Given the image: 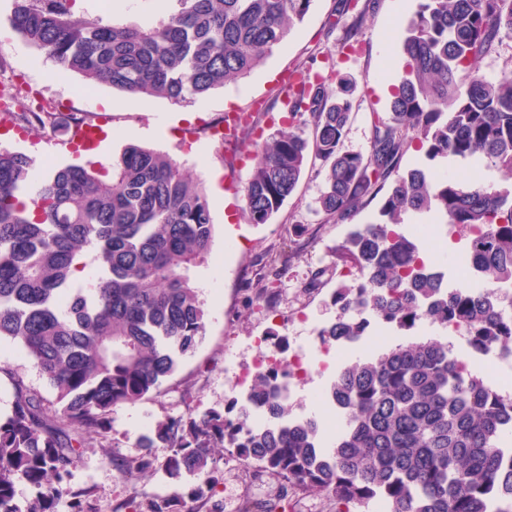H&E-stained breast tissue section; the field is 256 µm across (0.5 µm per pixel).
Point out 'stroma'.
<instances>
[{"mask_svg": "<svg viewBox=\"0 0 512 512\" xmlns=\"http://www.w3.org/2000/svg\"><path fill=\"white\" fill-rule=\"evenodd\" d=\"M419 4L420 0H375L373 9L364 16L354 45L345 48L341 41L353 22L352 16H344L336 28H328L327 17L338 7L339 0H314L303 22L294 27L263 65L245 79L213 90L195 104L133 98L107 85H88L79 75L59 69L35 47L14 41L6 66L14 84L30 81L41 97L64 104L69 111L91 114L99 137L109 141L110 156L119 155L126 145L134 143L186 162L204 181L209 178L210 168L222 172L224 200L211 204L217 228L212 257L208 265L196 271L208 314L206 331L195 351L182 358L175 374L159 392L114 413L109 434L111 451L96 444L82 448L69 484L90 491L94 512H113L133 491L144 501L173 490V482L161 469L142 479L137 487H129L111 459L136 454L140 434L160 420L184 414L187 406L221 409L236 396L232 381L224 374V352L233 349L238 362L250 364L255 356L252 337L266 335L272 328L262 304L256 301L269 279L267 260L277 256L287 262L275 306L288 318V335H309L316 325L335 318L330 294L337 275L354 270L351 262L337 257V247L350 231L370 222L374 215L369 208L344 222H325L316 205L322 179L310 168L270 223H248L240 217L231 189L246 181L252 164L243 159H220L219 144L205 132L206 123L231 107L253 112L262 105L274 106L286 69L312 59L316 70L328 65L335 78L353 80V111L344 147L368 152L373 117H385L390 112L392 87L405 62L401 47L407 23ZM193 127L199 128L201 134L195 155L187 157L182 138L185 130ZM0 147L31 155L41 169L80 164L89 157L86 149L76 150L67 143L50 145L32 131L18 135L9 122H0ZM299 224L307 227L300 236L295 233ZM318 271L323 274L320 288L307 290V283ZM371 353V348L355 345L342 356L328 359L326 366L312 365L293 391L295 416L324 418L327 410L313 405L312 393L334 378L339 367Z\"/></svg>", "mask_w": 512, "mask_h": 512, "instance_id": "35a3bbf8", "label": "stroma"}]
</instances>
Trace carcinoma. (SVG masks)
Returning <instances> with one entry per match:
<instances>
[{"label": "carcinoma", "mask_w": 512, "mask_h": 512, "mask_svg": "<svg viewBox=\"0 0 512 512\" xmlns=\"http://www.w3.org/2000/svg\"><path fill=\"white\" fill-rule=\"evenodd\" d=\"M113 0L89 18L75 0H13L12 30L87 83L133 97L195 103L263 64L302 22L313 0H177L151 27L118 18ZM512 38V0H421L406 28L403 75L391 112L374 119L370 151H346L354 82L333 89L302 75L280 92L282 111L302 116L312 139L264 130L250 113L224 124L225 153L256 157L241 187L242 213L267 224L295 192L309 158L324 185L326 221H342L378 201L374 221L336 248L359 272L331 294L335 319L319 335L352 343L371 324L410 332L418 325H462L477 353L512 346V70L494 81L478 61ZM466 71L469 80L459 81ZM42 133L46 117L11 113ZM426 159L472 161L502 171L508 185L436 178L401 163L412 144ZM434 213L479 230L465 258L486 288H450L421 256V226ZM203 183L168 154L130 144L109 163L36 169L22 151L0 150V343L17 346L45 378L57 409L13 369L11 412L0 421V512H92L88 493L67 479L79 449L107 447L112 415L158 390L194 352L206 311L192 273L215 240ZM286 264L271 261L263 289L275 299ZM276 373L256 376L249 404L186 413L138 439L140 454L116 458L134 485L163 467L184 488L152 499L145 512H182L210 502L224 481L217 456L232 448L249 468L280 475L319 495L336 512H512V392L463 371L451 345L411 337L339 369L327 392L344 428L325 447L314 418L277 401ZM270 407L273 427L250 429V406ZM37 488L21 506L15 483Z\"/></svg>", "instance_id": "obj_1"}]
</instances>
